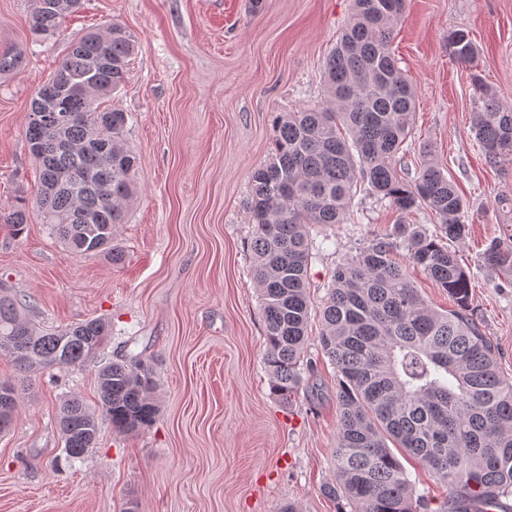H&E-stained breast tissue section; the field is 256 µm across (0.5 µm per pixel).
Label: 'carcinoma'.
I'll return each instance as SVG.
<instances>
[{"label":"carcinoma","instance_id":"cac0c4a2","mask_svg":"<svg viewBox=\"0 0 512 512\" xmlns=\"http://www.w3.org/2000/svg\"><path fill=\"white\" fill-rule=\"evenodd\" d=\"M80 0H33L31 29L57 32ZM405 0H354L351 19L328 55L327 98L279 116L274 157L250 176L248 222L253 276L261 299L272 394L283 404L303 384L301 358L308 343V269L311 229L354 224V188L361 185L406 217L426 209L439 220L441 237L461 241L468 233L466 201L430 154L419 175L399 176L415 112V97L391 50L394 22ZM462 63L477 49L463 29L448 35ZM138 39L114 23L75 38L55 71L34 87L25 139L40 167L37 211L52 234L77 253L96 252L112 261L123 252L112 244L137 193L139 161L125 142L127 113L99 111L94 102L112 94L130 75ZM16 49L0 50V73L21 66ZM68 87L67 125L47 120L49 98ZM472 113V132L485 160L512 156V106L491 89ZM25 206L1 218L15 232L28 223ZM409 260L455 299L446 313L429 306L393 260L399 245L371 240L336 267L322 307V353L339 373L340 428L333 451L335 481L329 498H344L351 512H474L473 505L512 495V380L498 367V351L473 318L469 277L456 253L419 227L397 224ZM486 264L512 271V245L493 241ZM24 303L0 287V355L21 373V383L0 382L11 400L0 403V432L12 423L19 392L34 374L95 357L109 324L90 319L57 332L37 329ZM100 405L89 411L77 396L63 400L59 427L68 457L79 459L98 438V416L120 432L153 423L156 380L144 362L109 361L97 373ZM418 459L448 489L439 510L415 488L394 453Z\"/></svg>","mask_w":512,"mask_h":512}]
</instances>
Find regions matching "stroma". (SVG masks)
<instances>
[{
    "label": "stroma",
    "mask_w": 512,
    "mask_h": 512,
    "mask_svg": "<svg viewBox=\"0 0 512 512\" xmlns=\"http://www.w3.org/2000/svg\"><path fill=\"white\" fill-rule=\"evenodd\" d=\"M59 34L31 31V0H0V49L20 69L0 74V211L33 205L38 164L25 130L38 79L56 69L70 36L119 22L139 40L127 83L109 106L128 114L139 197L114 237L121 264L62 245L31 217L0 227V281L53 332L93 318L112 328L103 357H138L155 372L159 411L148 428L100 424L71 460L59 406L78 395L97 410L98 359L33 377L0 433V512H345L326 497L340 427L337 372L318 346L320 308L336 267L400 217L358 190L356 224L312 228L308 269L312 370L291 405L273 396L264 319L252 274L251 171L272 157L275 118L322 103L324 66L353 0H81ZM479 54L460 63L449 32ZM392 49L415 94L412 133L398 155L413 179L431 149L468 204L469 233L453 243L470 278L471 308L512 378V274L483 254L512 237V157L487 165L470 130L481 87L512 103V0H406ZM102 357V358H103Z\"/></svg>",
    "instance_id": "35a3bbf8"
}]
</instances>
